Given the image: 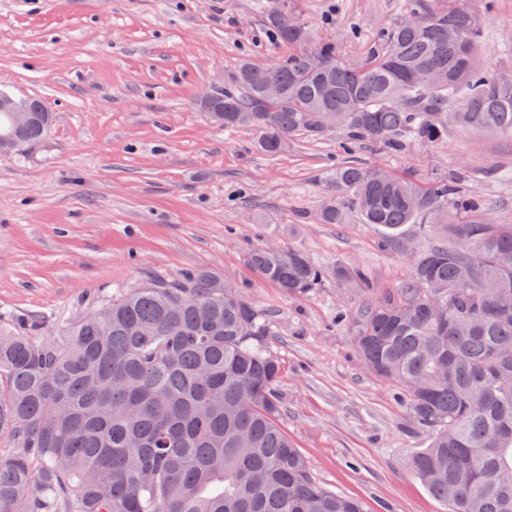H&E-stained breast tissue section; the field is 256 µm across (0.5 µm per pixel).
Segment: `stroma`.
<instances>
[{
    "label": "stroma",
    "instance_id": "35a3bbf8",
    "mask_svg": "<svg viewBox=\"0 0 512 512\" xmlns=\"http://www.w3.org/2000/svg\"><path fill=\"white\" fill-rule=\"evenodd\" d=\"M401 0H292L314 39L361 63L378 26L402 18ZM483 20L481 64L512 70V0H466ZM282 53L255 0H0V90L39 100L54 123L37 145L0 154V314L18 324L145 277L210 268L271 312L279 358V426L314 479L362 500L367 512H446L411 466L430 434L414 424L394 384L359 361L349 324L370 298L331 279L289 296L250 267L266 242L304 249L327 266L363 268L375 291L407 280L414 227L381 249L380 230L351 219L322 224L321 173L340 161L343 130L293 139L278 156L251 132H225L198 104L223 88L245 56ZM362 162L429 181L469 176L488 219L512 225V139L449 128L396 153L363 145ZM350 207L345 195L334 197Z\"/></svg>",
    "mask_w": 512,
    "mask_h": 512
}]
</instances>
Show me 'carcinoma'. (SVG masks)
I'll return each instance as SVG.
<instances>
[{
	"instance_id": "cac0c4a2",
	"label": "carcinoma",
	"mask_w": 512,
	"mask_h": 512,
	"mask_svg": "<svg viewBox=\"0 0 512 512\" xmlns=\"http://www.w3.org/2000/svg\"><path fill=\"white\" fill-rule=\"evenodd\" d=\"M257 2L287 52L262 68L241 60L200 107L265 153L337 128L349 156L365 141L433 143L450 125L512 138V73L482 68V23L464 0H404V20L377 29L358 66L313 40L288 0ZM51 121L32 112L17 126L0 111L4 152L38 143ZM379 172L349 159L324 185L351 195L363 223L390 234L416 224L431 242L352 323L358 356L430 432L412 458L430 494L450 512H512V308L499 307L512 295V225L486 223L485 200L459 175ZM318 219L347 214L329 201ZM248 263L288 295L328 278L370 290L361 268L294 246L264 244ZM269 324L208 268L119 288L60 323L0 318V512H365L319 485L279 427Z\"/></svg>"
}]
</instances>
